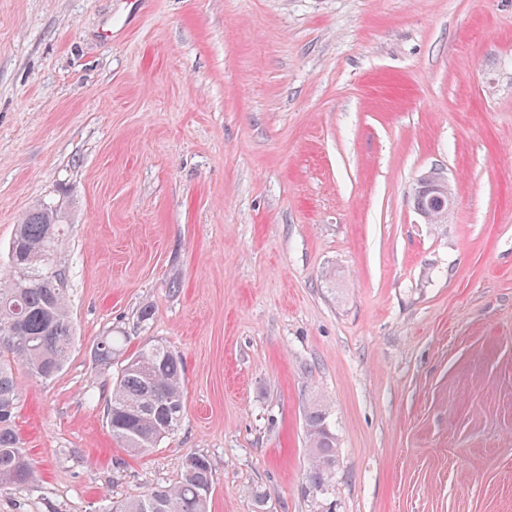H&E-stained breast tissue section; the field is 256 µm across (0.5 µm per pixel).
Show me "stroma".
<instances>
[{
	"label": "stroma",
	"instance_id": "stroma-1",
	"mask_svg": "<svg viewBox=\"0 0 512 512\" xmlns=\"http://www.w3.org/2000/svg\"><path fill=\"white\" fill-rule=\"evenodd\" d=\"M37 204L74 340L18 372L36 480L0 512H107L191 455L209 512H512V0H0V277ZM112 334L183 357L143 456L105 422ZM426 185L429 191H434L433 198H435L436 202L433 205L436 208L437 212H440L438 217L443 216L447 213L448 209L453 204V197L448 188L447 178L443 175V173L437 169H432L428 171L420 180L419 186ZM417 187L418 189L420 187ZM448 199V205L447 200ZM121 336H104L97 343L95 349V359L100 366H110L116 359L121 357ZM329 406L314 402L305 413V431L311 460L309 481L315 491L327 490L336 476L338 448Z\"/></svg>",
	"mask_w": 512,
	"mask_h": 512
}]
</instances>
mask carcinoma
Listing matches in <instances>:
<instances>
[{"label": "carcinoma", "mask_w": 512, "mask_h": 512, "mask_svg": "<svg viewBox=\"0 0 512 512\" xmlns=\"http://www.w3.org/2000/svg\"><path fill=\"white\" fill-rule=\"evenodd\" d=\"M61 213L39 204L17 224L10 243L11 272L0 284V485L25 487L34 470L18 448L15 417L20 393L15 369L25 368L35 379H54L69 358L73 326L69 288L64 274L52 264L62 243ZM122 337L104 336L95 359L107 367L121 366L104 408L112 437L131 454H145L175 433L184 414L183 361L164 343L145 345L121 357ZM311 460L309 481L324 491L336 476L338 448L329 406L314 402L305 413ZM213 479L202 456H189L180 476L134 498L112 503L109 512H208Z\"/></svg>", "instance_id": "1"}]
</instances>
